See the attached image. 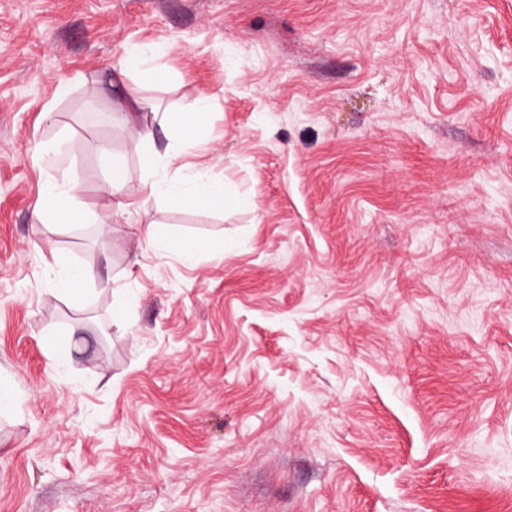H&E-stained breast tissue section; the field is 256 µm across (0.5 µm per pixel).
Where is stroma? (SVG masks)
<instances>
[{"label": "stroma", "mask_w": 512, "mask_h": 512, "mask_svg": "<svg viewBox=\"0 0 512 512\" xmlns=\"http://www.w3.org/2000/svg\"><path fill=\"white\" fill-rule=\"evenodd\" d=\"M0 384V512H512V0H0ZM127 101L122 112H119L123 124L130 126L133 131V138L139 147L153 145V132L146 126H142L137 121L138 112L153 111V103L145 97L140 96L134 89H129ZM101 151L105 155H112L109 148L105 145L102 146ZM127 181V169L122 158L115 156L113 154L111 159L110 174L108 180L109 193L114 197L121 196L126 187ZM165 193L201 199L216 209H224V186L210 181L205 174L198 173L189 182L179 186H167ZM64 271V275L61 274ZM46 276L48 279L58 280L60 288H54L58 293L62 295H70L73 292V288L78 283L82 282L84 278V271L78 268H66L62 269L57 264V267H50Z\"/></svg>", "instance_id": "1"}]
</instances>
